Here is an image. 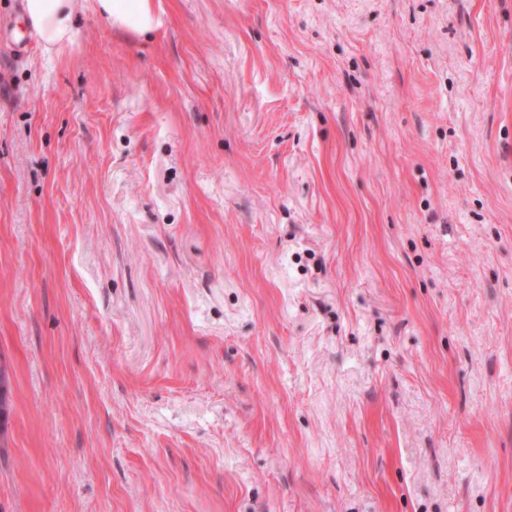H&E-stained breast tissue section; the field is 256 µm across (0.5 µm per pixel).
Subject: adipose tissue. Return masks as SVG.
<instances>
[{
	"instance_id": "adipose-tissue-1",
	"label": "adipose tissue",
	"mask_w": 512,
	"mask_h": 512,
	"mask_svg": "<svg viewBox=\"0 0 512 512\" xmlns=\"http://www.w3.org/2000/svg\"><path fill=\"white\" fill-rule=\"evenodd\" d=\"M96 14L108 26L134 33L155 22L150 0H96ZM24 22L46 54L62 55L74 45L75 0H25Z\"/></svg>"
}]
</instances>
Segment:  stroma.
Wrapping results in <instances>:
<instances>
[{
    "mask_svg": "<svg viewBox=\"0 0 512 512\" xmlns=\"http://www.w3.org/2000/svg\"><path fill=\"white\" fill-rule=\"evenodd\" d=\"M0 0V512H512V0ZM76 0H25L24 22L50 56L66 53L74 45ZM96 14L111 29L122 27L130 32H143L155 22L151 0H95Z\"/></svg>",
    "mask_w": 512,
    "mask_h": 512,
    "instance_id": "35a3bbf8",
    "label": "stroma"
}]
</instances>
